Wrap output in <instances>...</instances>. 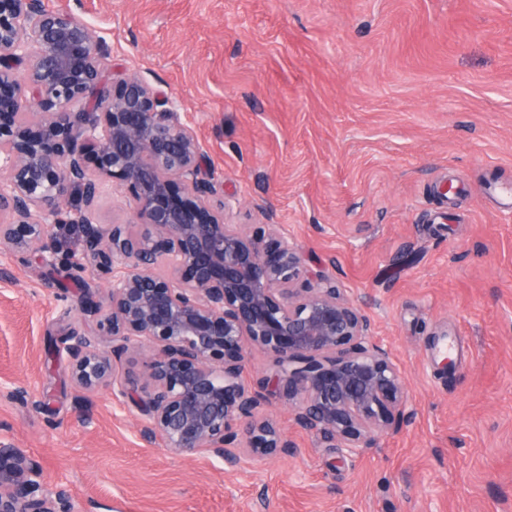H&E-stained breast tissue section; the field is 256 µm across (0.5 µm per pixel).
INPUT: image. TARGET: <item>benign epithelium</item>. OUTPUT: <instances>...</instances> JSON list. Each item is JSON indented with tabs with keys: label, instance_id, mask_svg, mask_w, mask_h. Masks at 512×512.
<instances>
[{
	"label": "benign epithelium",
	"instance_id": "1",
	"mask_svg": "<svg viewBox=\"0 0 512 512\" xmlns=\"http://www.w3.org/2000/svg\"><path fill=\"white\" fill-rule=\"evenodd\" d=\"M104 58L72 14L0 0V209L13 216L0 247L54 267L57 225L83 224L85 250L68 266L112 273L103 296L81 300L97 333L68 337L74 382L129 399L148 419L142 437L180 455L234 462L291 447L255 415L268 393L327 447L349 457L372 447L404 420L410 395L369 316L276 233L224 223L175 102L134 75L104 91ZM30 108L40 123L23 119ZM109 186L133 203L146 237L68 207L72 190L91 204ZM138 344L152 351L139 390L111 373ZM250 350L275 364L252 387L242 378ZM0 512L74 510L24 449L1 441Z\"/></svg>",
	"mask_w": 512,
	"mask_h": 512
}]
</instances>
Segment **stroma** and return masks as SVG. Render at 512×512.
Segmentation results:
<instances>
[{
    "label": "stroma",
    "instance_id": "1",
    "mask_svg": "<svg viewBox=\"0 0 512 512\" xmlns=\"http://www.w3.org/2000/svg\"><path fill=\"white\" fill-rule=\"evenodd\" d=\"M43 2L95 31L106 71L175 101L225 223L273 225L317 262L411 402L347 458L274 397L257 412L289 451L232 468L146 444L137 408L72 381L64 339L96 324L67 269L0 249V438L76 512H257L260 495L266 512H512V207L490 191L512 185V0ZM69 205L145 230L111 188Z\"/></svg>",
    "mask_w": 512,
    "mask_h": 512
}]
</instances>
